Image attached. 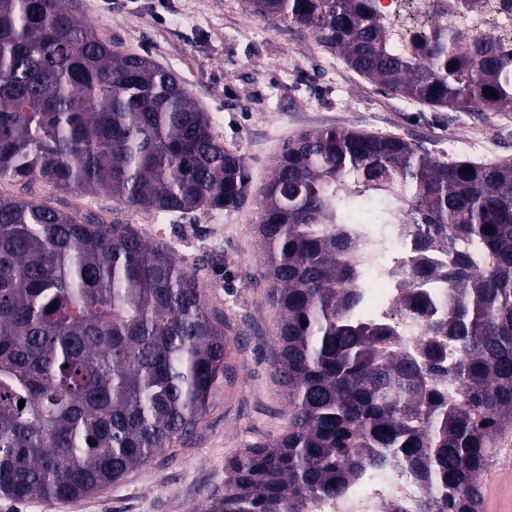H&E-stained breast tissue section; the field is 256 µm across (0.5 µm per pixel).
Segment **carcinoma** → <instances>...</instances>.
Listing matches in <instances>:
<instances>
[{
  "mask_svg": "<svg viewBox=\"0 0 512 512\" xmlns=\"http://www.w3.org/2000/svg\"><path fill=\"white\" fill-rule=\"evenodd\" d=\"M247 5L311 30L392 94L455 112L512 104V55L490 38L441 29L401 50L372 0ZM34 178L180 214L238 210L250 185L244 156L170 71L100 39L67 0H0V179ZM364 186L395 196L378 223L414 235L399 303L429 320L416 356L360 311L362 268L341 224L364 214ZM259 234L288 430L231 456L224 494L197 512H308L366 464L409 471L421 512H473L486 444L512 424V161L306 131L274 164ZM443 282L440 301L430 289ZM225 351L223 316L165 243L0 195V497L77 501L184 441Z\"/></svg>",
  "mask_w": 512,
  "mask_h": 512,
  "instance_id": "obj_1",
  "label": "carcinoma"
}]
</instances>
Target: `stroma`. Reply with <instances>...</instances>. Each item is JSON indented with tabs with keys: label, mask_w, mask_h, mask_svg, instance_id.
I'll list each match as a JSON object with an SVG mask.
<instances>
[{
	"label": "stroma",
	"mask_w": 512,
	"mask_h": 512,
	"mask_svg": "<svg viewBox=\"0 0 512 512\" xmlns=\"http://www.w3.org/2000/svg\"><path fill=\"white\" fill-rule=\"evenodd\" d=\"M98 34L171 70L214 119L251 175L247 204L189 215L137 211L111 196L86 198L108 224L167 244L203 285L235 340L237 364L185 444L72 503L0 497V512H191L224 492V463L288 427L275 373L278 316L268 300L257 224L274 162L289 139L325 127L413 140L433 156L512 160V106L435 110L384 92L321 47L314 34L255 16L244 0H70Z\"/></svg>",
	"instance_id": "1"
}]
</instances>
